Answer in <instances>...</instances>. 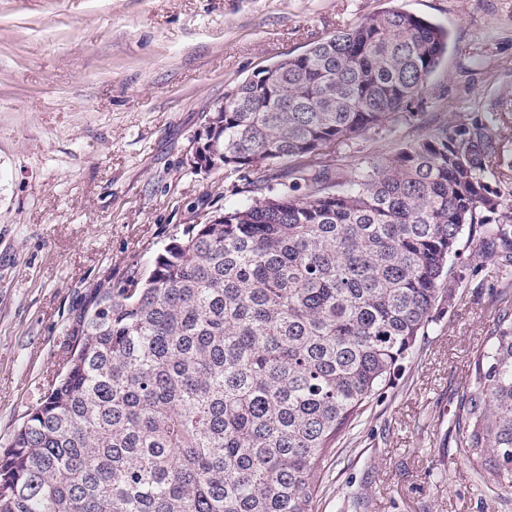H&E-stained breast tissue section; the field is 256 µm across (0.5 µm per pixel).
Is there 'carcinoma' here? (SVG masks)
<instances>
[{"label":"carcinoma","instance_id":"carcinoma-1","mask_svg":"<svg viewBox=\"0 0 512 512\" xmlns=\"http://www.w3.org/2000/svg\"><path fill=\"white\" fill-rule=\"evenodd\" d=\"M447 45L389 8L224 96L216 142L249 201L186 225L147 275L91 289L64 371L0 450V512H312L337 438L477 234L505 290L456 425L481 481L512 493V204L489 183L493 127L438 126L343 173L316 162L404 116Z\"/></svg>","mask_w":512,"mask_h":512}]
</instances>
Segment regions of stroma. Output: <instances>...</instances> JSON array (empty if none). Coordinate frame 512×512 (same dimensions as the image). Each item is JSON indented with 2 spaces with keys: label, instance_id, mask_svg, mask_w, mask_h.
I'll use <instances>...</instances> for the list:
<instances>
[{
  "label": "stroma",
  "instance_id": "1",
  "mask_svg": "<svg viewBox=\"0 0 512 512\" xmlns=\"http://www.w3.org/2000/svg\"><path fill=\"white\" fill-rule=\"evenodd\" d=\"M395 5L449 32L412 117L329 145L345 169L478 116L512 179V0H0V447L60 372L89 288L147 272L246 182L187 158L205 114L263 69ZM409 359L325 462L314 512H512L457 445L470 359L496 321L483 243Z\"/></svg>",
  "mask_w": 512,
  "mask_h": 512
}]
</instances>
